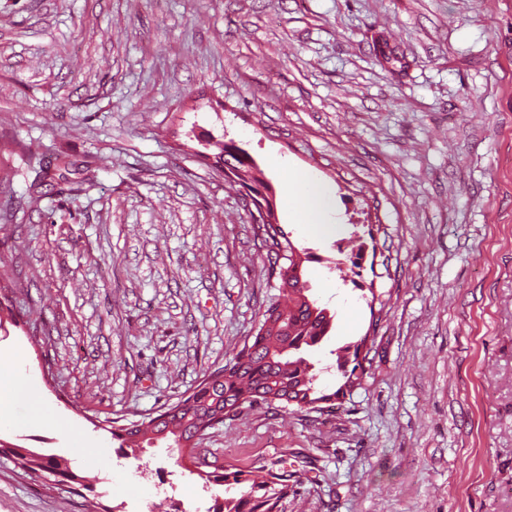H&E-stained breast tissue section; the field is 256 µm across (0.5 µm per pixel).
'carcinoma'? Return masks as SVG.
Segmentation results:
<instances>
[{
  "label": "carcinoma",
  "instance_id": "cac0c4a2",
  "mask_svg": "<svg viewBox=\"0 0 512 512\" xmlns=\"http://www.w3.org/2000/svg\"><path fill=\"white\" fill-rule=\"evenodd\" d=\"M285 248L288 264L293 266L292 275L280 278L285 302L276 301L264 311L252 342L245 344L220 374H209L189 395L157 415L142 419L138 428H112V438L133 453L144 442L164 439L176 452L178 464L187 460L194 464L196 445L190 441L198 430L224 422L228 408H253L274 402L297 411L318 409L322 404L332 407L336 400L361 385L362 376L356 371L362 367L363 344L357 343L336 350V370L343 377V384L330 394L316 387L317 374L310 356L328 336L333 316L309 298L310 288L302 279L291 243H286ZM2 448L14 456L21 468L48 472L60 485L70 487L83 480L63 459L46 458L0 443ZM199 475L209 483L239 492L216 504L214 512H277L279 500L288 494L286 475L266 465L247 469L216 466Z\"/></svg>",
  "mask_w": 512,
  "mask_h": 512
}]
</instances>
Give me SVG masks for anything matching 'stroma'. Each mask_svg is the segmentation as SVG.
<instances>
[{"mask_svg": "<svg viewBox=\"0 0 512 512\" xmlns=\"http://www.w3.org/2000/svg\"><path fill=\"white\" fill-rule=\"evenodd\" d=\"M219 140L333 316L320 386L350 343L365 372L332 411L247 409L203 447L285 471L278 512H512V0H0V350L37 389L0 440L87 482L0 454V512L224 497L167 441L133 457L110 433L222 368L280 296ZM292 176L332 187L334 234L296 223ZM247 191V197L250 204L254 205L257 214L253 212V221L255 224H268L273 220L270 217L269 211H273L272 203L270 199V188L266 184H247L245 186ZM269 204H268V203ZM2 448H5L6 451L14 456L17 464L27 471L48 472L55 476V482L68 487H72L75 484L82 485L84 488L87 486L81 483L84 477L72 471L63 459L54 456H47L46 458L26 448L2 444L0 441V450Z\"/></svg>", "mask_w": 512, "mask_h": 512, "instance_id": "obj_1", "label": "stroma"}]
</instances>
